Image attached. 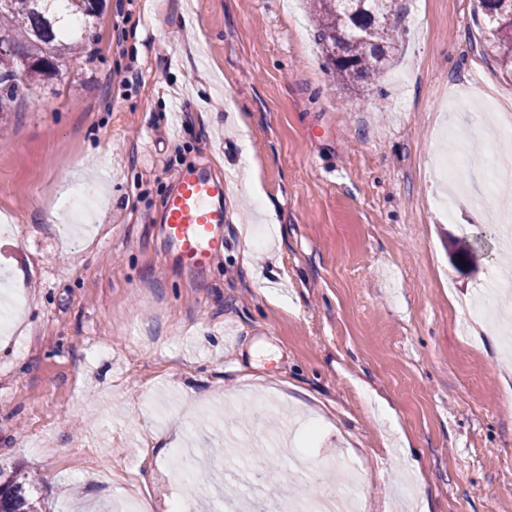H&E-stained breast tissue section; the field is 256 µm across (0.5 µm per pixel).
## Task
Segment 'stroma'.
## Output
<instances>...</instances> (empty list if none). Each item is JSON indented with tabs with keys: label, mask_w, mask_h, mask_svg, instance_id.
I'll list each match as a JSON object with an SVG mask.
<instances>
[{
	"label": "stroma",
	"mask_w": 512,
	"mask_h": 512,
	"mask_svg": "<svg viewBox=\"0 0 512 512\" xmlns=\"http://www.w3.org/2000/svg\"><path fill=\"white\" fill-rule=\"evenodd\" d=\"M288 2L105 0L0 119V466L37 473L46 512H124L90 454L136 477L139 512H281L351 466L359 512H512V191L484 178L512 140L474 107L512 76L474 0H401L392 68L348 84ZM248 158L222 261L186 274L160 224L175 173ZM79 169L103 185L84 231ZM273 458L287 491L255 490Z\"/></svg>",
	"instance_id": "stroma-1"
}]
</instances>
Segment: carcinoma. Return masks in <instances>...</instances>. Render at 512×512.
I'll return each mask as SVG.
<instances>
[{
    "label": "carcinoma",
    "instance_id": "carcinoma-1",
    "mask_svg": "<svg viewBox=\"0 0 512 512\" xmlns=\"http://www.w3.org/2000/svg\"><path fill=\"white\" fill-rule=\"evenodd\" d=\"M57 0H0V109L20 103L38 76H53L55 62L79 53L85 40L65 31L54 14ZM65 9L93 23L103 0H62ZM400 0H310L333 77L347 82L383 71L400 37ZM475 13L491 26V52L512 73V0H475ZM29 472L0 467V512H43L30 497Z\"/></svg>",
    "mask_w": 512,
    "mask_h": 512
}]
</instances>
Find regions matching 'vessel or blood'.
I'll return each instance as SVG.
<instances>
[{"label": "vessel or blood", "instance_id": "vessel-or-blood-1", "mask_svg": "<svg viewBox=\"0 0 512 512\" xmlns=\"http://www.w3.org/2000/svg\"><path fill=\"white\" fill-rule=\"evenodd\" d=\"M228 186L227 180L214 177L202 163L177 172L174 188L164 201L163 225L165 239L184 269L199 274L223 256Z\"/></svg>", "mask_w": 512, "mask_h": 512}]
</instances>
